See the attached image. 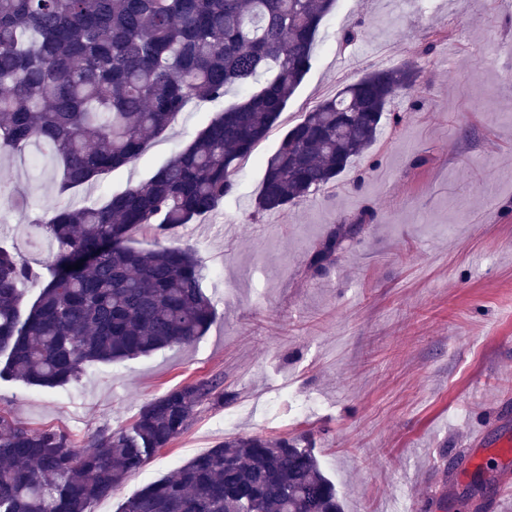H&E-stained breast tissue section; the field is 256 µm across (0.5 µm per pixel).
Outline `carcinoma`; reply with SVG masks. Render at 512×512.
I'll list each match as a JSON object with an SVG mask.
<instances>
[{
  "label": "carcinoma",
  "instance_id": "obj_1",
  "mask_svg": "<svg viewBox=\"0 0 512 512\" xmlns=\"http://www.w3.org/2000/svg\"><path fill=\"white\" fill-rule=\"evenodd\" d=\"M336 0H0V150L43 145L75 194L137 160L193 101H240L215 117L147 183L102 204L33 219L53 243L47 273L0 245V380L54 387L91 362L117 363L205 335L216 318L187 247L137 250L133 233L167 237L235 190L241 163L276 126L311 67ZM412 64L376 68L319 103L265 163L257 213H281L336 182L372 146ZM25 207L0 180V198ZM361 230L321 243L328 261ZM80 264L75 269L73 265ZM37 299L24 302L28 284ZM224 403L212 377L145 404L127 428L77 447L63 431L0 413V512H89L184 433L195 409ZM121 512H342L307 437H227L145 486Z\"/></svg>",
  "mask_w": 512,
  "mask_h": 512
}]
</instances>
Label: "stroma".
<instances>
[{
    "label": "stroma",
    "mask_w": 512,
    "mask_h": 512,
    "mask_svg": "<svg viewBox=\"0 0 512 512\" xmlns=\"http://www.w3.org/2000/svg\"><path fill=\"white\" fill-rule=\"evenodd\" d=\"M354 43H344L347 32ZM512 43L506 0H434L430 14L389 0H337L316 37L312 65L269 137L241 165L232 196L171 242L192 248L217 319L188 346L87 366L56 388L0 381V411L85 446L129 426L165 392L212 376L224 404L197 409L184 434L89 512H120L149 483L238 433L308 435L343 512H512V481L494 441L512 434ZM412 63L418 85L399 96V125L354 159L333 186L285 213L255 214L267 158L304 112L381 64ZM197 102L139 159L78 194L104 202L144 184L217 112ZM37 146L0 165L24 189L28 215L0 207V241L35 268L50 252L30 215L67 201L33 177ZM364 219L331 261L313 267L322 240ZM317 406L298 414L299 402ZM235 414L225 426L226 414ZM483 449L491 484L470 500L467 459Z\"/></svg>",
    "instance_id": "stroma-1"
}]
</instances>
